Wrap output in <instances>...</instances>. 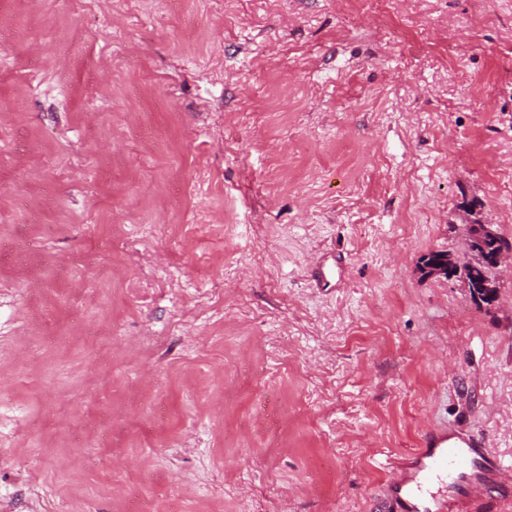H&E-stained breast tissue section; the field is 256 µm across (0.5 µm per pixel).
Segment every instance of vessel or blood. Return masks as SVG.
<instances>
[{"mask_svg": "<svg viewBox=\"0 0 512 512\" xmlns=\"http://www.w3.org/2000/svg\"><path fill=\"white\" fill-rule=\"evenodd\" d=\"M390 471L383 488L390 512H488L491 502L512 497L504 466L458 433H428Z\"/></svg>", "mask_w": 512, "mask_h": 512, "instance_id": "obj_1", "label": "vessel or blood"}]
</instances>
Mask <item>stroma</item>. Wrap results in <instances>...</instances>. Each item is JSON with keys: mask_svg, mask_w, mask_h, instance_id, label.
Returning <instances> with one entry per match:
<instances>
[{"mask_svg": "<svg viewBox=\"0 0 512 512\" xmlns=\"http://www.w3.org/2000/svg\"><path fill=\"white\" fill-rule=\"evenodd\" d=\"M512 0H0V512H375L512 468ZM508 246L512 247V244L498 235L495 239L485 241L481 245H475L473 243L471 251L472 257L468 263L460 267H454L452 274L457 275L460 273L462 278L468 283L471 295L480 300L479 302L476 301L478 305L482 302L489 306L497 299L498 283L489 274L486 266H488L497 277H501L507 272L511 275L512 249H503L502 251L494 253ZM485 252L490 254L486 258V265L483 262V254ZM486 284L491 287L489 288ZM474 290L477 292L478 296L475 295ZM445 255V258L438 262L435 267L432 268L433 274L432 275H446L448 273L449 269L453 265H460L461 263L465 262L468 258V252H467V244L465 246V251L462 255H452L447 252H435L431 253L428 256H424L421 260L422 266L420 267V270L423 272V274L430 275L431 273L426 271L427 267L440 255ZM390 465L392 477L382 491L390 512L487 511L512 495V481L504 479L510 468L472 436L432 431L420 448ZM486 491L493 505L479 496Z\"/></svg>", "mask_w": 512, "mask_h": 512, "instance_id": "stroma-1", "label": "stroma"}]
</instances>
